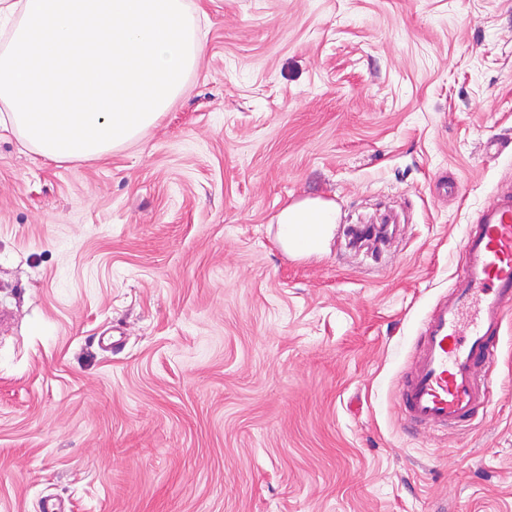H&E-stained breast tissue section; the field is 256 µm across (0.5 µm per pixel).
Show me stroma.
<instances>
[{"label":"stroma","instance_id":"1","mask_svg":"<svg viewBox=\"0 0 512 512\" xmlns=\"http://www.w3.org/2000/svg\"><path fill=\"white\" fill-rule=\"evenodd\" d=\"M186 4L203 55L135 142L0 134V512H512V316L471 425L398 401L512 189V0ZM304 199L335 229L292 256ZM277 232L280 233V225L289 227L301 224L304 229H311L315 236L308 233H300L293 228L290 236L293 247L300 253H307L323 242L331 230V224L336 223V211L329 202L321 200H305L283 208L277 216Z\"/></svg>","mask_w":512,"mask_h":512}]
</instances>
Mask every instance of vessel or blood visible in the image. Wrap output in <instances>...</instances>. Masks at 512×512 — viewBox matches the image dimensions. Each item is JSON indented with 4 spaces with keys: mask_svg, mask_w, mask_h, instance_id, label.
I'll list each match as a JSON object with an SVG mask.
<instances>
[{
    "mask_svg": "<svg viewBox=\"0 0 512 512\" xmlns=\"http://www.w3.org/2000/svg\"><path fill=\"white\" fill-rule=\"evenodd\" d=\"M461 251L464 271L424 320L399 388L404 420L424 431L468 422L489 403L495 339L512 311V189L492 195Z\"/></svg>",
    "mask_w": 512,
    "mask_h": 512,
    "instance_id": "b4317fda",
    "label": "vessel or blood"
}]
</instances>
